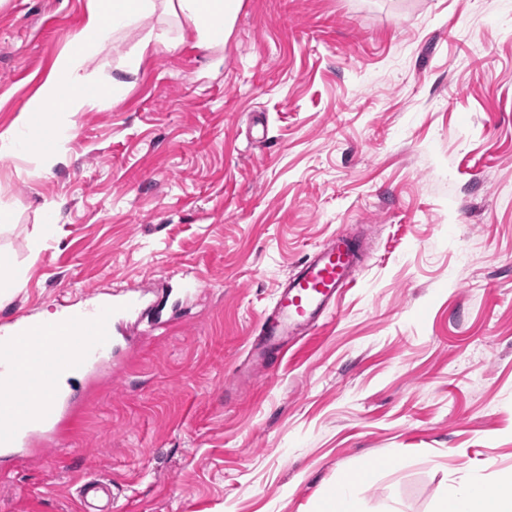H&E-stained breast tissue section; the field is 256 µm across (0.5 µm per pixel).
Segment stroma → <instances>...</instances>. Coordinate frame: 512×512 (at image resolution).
Listing matches in <instances>:
<instances>
[{"instance_id":"obj_1","label":"stroma","mask_w":512,"mask_h":512,"mask_svg":"<svg viewBox=\"0 0 512 512\" xmlns=\"http://www.w3.org/2000/svg\"><path fill=\"white\" fill-rule=\"evenodd\" d=\"M84 14L0 0V130ZM84 71L122 88L70 117L62 161L0 157V314L197 287L68 379L64 446L0 474V512H81L89 475L113 512H319L366 464L360 512H435L512 476V0H240L220 47L160 9ZM339 231L364 262L335 315L238 382L280 282ZM83 511L89 512H111L112 511V488L106 480L96 477L86 478L77 489ZM102 500L106 505L101 508H90L91 501Z\"/></svg>"}]
</instances>
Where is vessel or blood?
I'll use <instances>...</instances> for the list:
<instances>
[{
	"label": "vessel or blood",
	"mask_w": 512,
	"mask_h": 512,
	"mask_svg": "<svg viewBox=\"0 0 512 512\" xmlns=\"http://www.w3.org/2000/svg\"><path fill=\"white\" fill-rule=\"evenodd\" d=\"M359 243L339 232L328 237L282 281L255 331L249 355L258 367L270 353H286L293 336L324 325L336 311L340 292L351 286L361 261ZM136 291L124 289L84 307L66 308L54 326L18 317L0 323V468L15 461V449L36 437H58L71 400L58 382L69 373H94L110 363L125 320L148 310ZM83 507L101 501L97 512H112V488L90 477L77 489Z\"/></svg>",
	"instance_id": "1"
}]
</instances>
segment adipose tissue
Instances as JSON below:
<instances>
[{
  "label": "adipose tissue",
  "instance_id": "ef3b65f1",
  "mask_svg": "<svg viewBox=\"0 0 512 512\" xmlns=\"http://www.w3.org/2000/svg\"><path fill=\"white\" fill-rule=\"evenodd\" d=\"M166 6L184 18L200 43L223 42L226 0H167ZM156 8V0H87L81 36L58 59L31 106L0 131V155L36 153L49 167L60 162L59 143L66 130L59 118L85 105L104 107L119 92L114 80L81 76L85 61L99 45L138 26ZM437 512H512V478L494 485L472 480L449 486Z\"/></svg>",
  "mask_w": 512,
  "mask_h": 512
}]
</instances>
